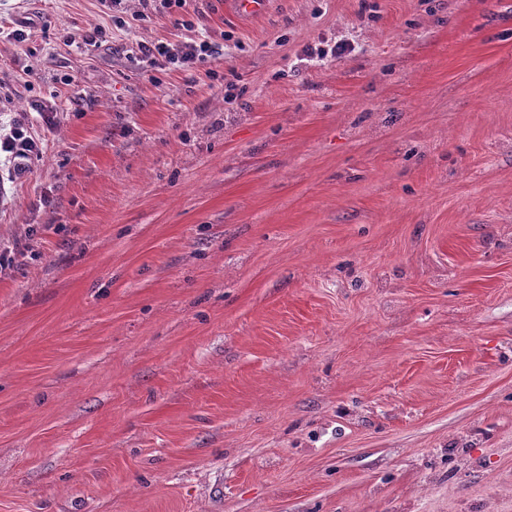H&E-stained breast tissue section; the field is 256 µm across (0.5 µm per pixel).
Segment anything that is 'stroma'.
Here are the masks:
<instances>
[{"instance_id":"1","label":"stroma","mask_w":512,"mask_h":512,"mask_svg":"<svg viewBox=\"0 0 512 512\" xmlns=\"http://www.w3.org/2000/svg\"><path fill=\"white\" fill-rule=\"evenodd\" d=\"M225 2L0 0V512H512V0ZM105 8L112 13V22L120 27H127V29L136 28L139 26L136 22L144 21L148 18V14L145 10H151V2H157L158 0H141L143 11H138L130 16L125 10L124 0H100ZM136 50L150 70L155 72L171 66L191 70L215 59L211 43L199 37L178 45L139 42L136 43ZM43 139L33 131L28 121H16L0 132V158L13 162V172L24 171L42 157Z\"/></svg>"}]
</instances>
